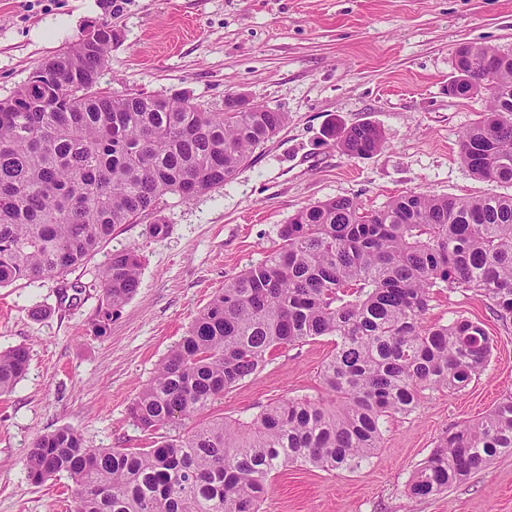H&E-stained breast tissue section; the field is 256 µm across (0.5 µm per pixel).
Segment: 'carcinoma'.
<instances>
[{
    "mask_svg": "<svg viewBox=\"0 0 512 512\" xmlns=\"http://www.w3.org/2000/svg\"><path fill=\"white\" fill-rule=\"evenodd\" d=\"M111 34L101 23L97 40L78 37L0 100V287L65 275L168 193L192 201L223 186L288 122L257 103L214 112L178 91L103 94ZM476 49L495 60L473 89L490 106L464 132L461 158L478 177L512 184V55ZM383 144L361 123L341 147L355 158ZM278 237L215 294L130 404L149 446L91 448L59 428L29 448L30 480L66 475L76 512H259L273 472L355 470L382 447L386 418L415 413L428 393L465 388L485 368L493 340L479 323L422 326L435 289L474 290L512 319V195L413 192L378 210L334 198L299 209ZM140 274L134 249L112 251L100 328L135 295ZM321 336L336 337L319 372L324 396L283 399L249 422L211 415L277 352ZM28 362L24 346L0 350V395ZM505 454L512 394L444 432L409 493L436 496Z\"/></svg>",
    "mask_w": 512,
    "mask_h": 512,
    "instance_id": "cac0c4a2",
    "label": "carcinoma"
}]
</instances>
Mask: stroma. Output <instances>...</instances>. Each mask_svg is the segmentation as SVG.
Instances as JSON below:
<instances>
[{"label":"stroma","mask_w":512,"mask_h":512,"mask_svg":"<svg viewBox=\"0 0 512 512\" xmlns=\"http://www.w3.org/2000/svg\"><path fill=\"white\" fill-rule=\"evenodd\" d=\"M104 21L112 24L104 91L178 90L213 111L242 93L288 123L224 187L189 203L165 195L65 279L0 288V350L23 345L30 354L26 375L0 396V512H75L66 476L39 485L27 476L25 457L41 434L68 426L98 448L146 446L130 403L225 282L276 248L279 226L301 207L343 197L377 210L409 192L512 195L460 156L484 95L448 93L461 45L512 54V0H0V99ZM358 123L379 128L385 144L352 158L338 135ZM157 221L166 235L150 234ZM123 247L141 257L140 285L101 330V270ZM64 281L81 286L76 300L60 301ZM461 315L495 341L484 371L386 419L382 447L356 471L280 468L261 512H512V455L438 496L408 494L443 431L512 393V321L476 293L440 288L424 323ZM333 350L330 336L282 350L226 391L216 413L246 422L278 400L316 396Z\"/></svg>","instance_id":"stroma-1"}]
</instances>
